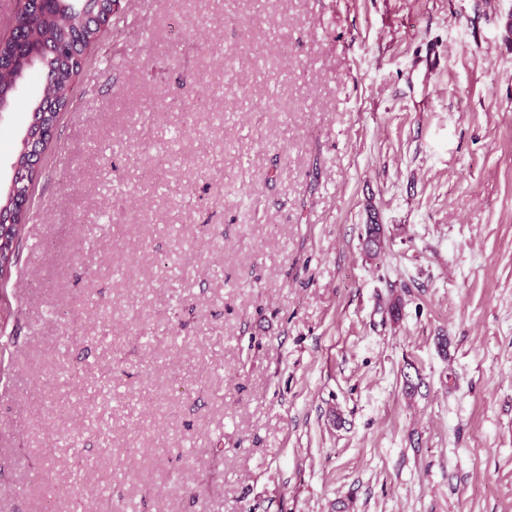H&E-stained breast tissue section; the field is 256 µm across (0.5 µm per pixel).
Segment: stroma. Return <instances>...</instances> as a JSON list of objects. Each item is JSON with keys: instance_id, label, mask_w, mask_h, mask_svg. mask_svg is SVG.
<instances>
[{"instance_id": "35a3bbf8", "label": "stroma", "mask_w": 512, "mask_h": 512, "mask_svg": "<svg viewBox=\"0 0 512 512\" xmlns=\"http://www.w3.org/2000/svg\"><path fill=\"white\" fill-rule=\"evenodd\" d=\"M0 328V512H512V0H119Z\"/></svg>"}]
</instances>
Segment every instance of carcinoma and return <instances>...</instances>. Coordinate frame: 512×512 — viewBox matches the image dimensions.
Listing matches in <instances>:
<instances>
[{"mask_svg":"<svg viewBox=\"0 0 512 512\" xmlns=\"http://www.w3.org/2000/svg\"><path fill=\"white\" fill-rule=\"evenodd\" d=\"M110 5L102 2L81 4L78 0H42L39 12L16 10L15 23L21 40L5 45L0 65V105L8 110L42 111V104L33 97L18 95V85L37 69L49 77L47 94L57 109L72 104L74 77L84 66L82 50L97 44L112 24ZM25 216L5 229L0 237L8 255L4 259L14 265L25 234ZM365 253L374 259L383 248L382 227L368 224L364 238Z\"/></svg>","mask_w":512,"mask_h":512,"instance_id":"obj_1","label":"carcinoma"}]
</instances>
